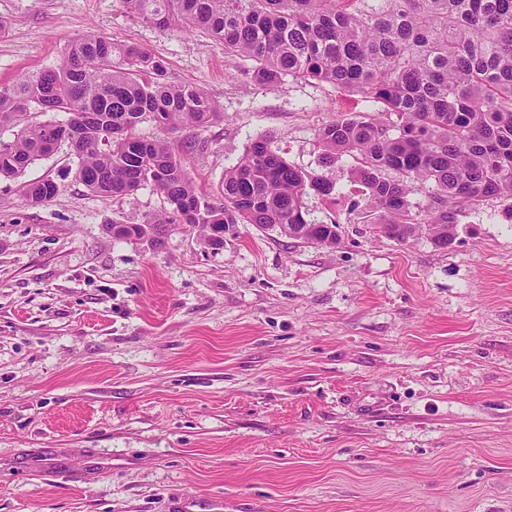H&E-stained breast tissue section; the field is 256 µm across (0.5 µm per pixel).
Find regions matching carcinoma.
<instances>
[{
  "label": "carcinoma",
  "instance_id": "1",
  "mask_svg": "<svg viewBox=\"0 0 512 512\" xmlns=\"http://www.w3.org/2000/svg\"><path fill=\"white\" fill-rule=\"evenodd\" d=\"M162 30L199 31L224 45L228 60L267 85L286 77L342 87L371 103L342 113L318 133L323 160L353 159L351 192L380 215L388 237L421 232L437 246L452 240L457 207L512 200V0H125ZM37 112L63 121H34ZM166 130L224 122L205 89L174 84L166 62L148 50L88 32L60 63L0 85V178L22 176L65 142L80 159L77 176L92 193L129 195L144 186L167 207L143 219L164 244L167 225L191 224L211 240L226 224H307L308 241L333 246L338 224L312 223L304 199L317 192L336 205V183L290 165L269 140L253 141L224 172L216 202L186 172L180 148L131 131L145 118ZM394 171L399 179H389ZM428 193L416 210L409 195ZM59 192L51 179L25 184L32 204ZM109 231L137 239L142 224Z\"/></svg>",
  "mask_w": 512,
  "mask_h": 512
}]
</instances>
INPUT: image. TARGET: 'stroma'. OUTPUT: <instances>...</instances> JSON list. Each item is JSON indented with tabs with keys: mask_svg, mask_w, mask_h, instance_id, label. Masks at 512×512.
Segmentation results:
<instances>
[{
	"mask_svg": "<svg viewBox=\"0 0 512 512\" xmlns=\"http://www.w3.org/2000/svg\"><path fill=\"white\" fill-rule=\"evenodd\" d=\"M0 85L94 30L162 57L223 123L182 160L203 192L268 139L323 175L333 247L240 224L118 240L164 207L92 194L68 146L0 179V512H512V202L462 207L450 245L374 232L352 161L317 134L364 99L257 85L199 33L123 0H0ZM59 185L33 205L24 182Z\"/></svg>",
	"mask_w": 512,
	"mask_h": 512,
	"instance_id": "1",
	"label": "stroma"
}]
</instances>
